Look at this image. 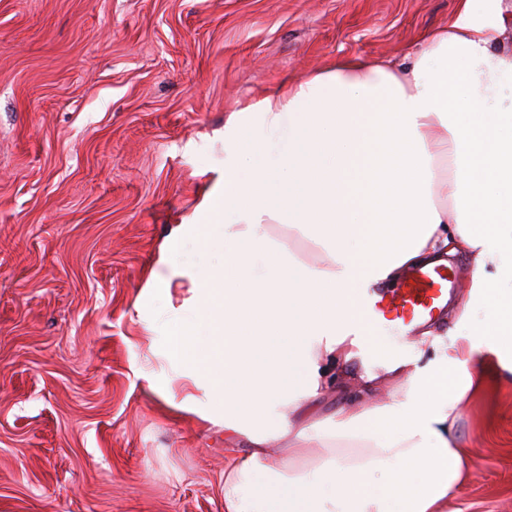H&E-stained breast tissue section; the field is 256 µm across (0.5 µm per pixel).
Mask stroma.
Returning a JSON list of instances; mask_svg holds the SVG:
<instances>
[{
	"label": "stroma",
	"instance_id": "stroma-1",
	"mask_svg": "<svg viewBox=\"0 0 512 512\" xmlns=\"http://www.w3.org/2000/svg\"><path fill=\"white\" fill-rule=\"evenodd\" d=\"M457 0H0V512H224L246 440L146 375L143 298L233 112L337 58L398 60ZM448 512H512V379L458 406Z\"/></svg>",
	"mask_w": 512,
	"mask_h": 512
}]
</instances>
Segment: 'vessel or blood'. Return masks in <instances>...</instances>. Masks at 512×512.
Returning <instances> with one entry per match:
<instances>
[{"mask_svg":"<svg viewBox=\"0 0 512 512\" xmlns=\"http://www.w3.org/2000/svg\"><path fill=\"white\" fill-rule=\"evenodd\" d=\"M453 274L448 268L422 269L397 288L377 298L368 299L364 316L371 327H385L403 334L430 321L448 300V285Z\"/></svg>","mask_w":512,"mask_h":512,"instance_id":"obj_1","label":"vessel or blood"}]
</instances>
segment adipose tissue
<instances>
[{
  "label": "adipose tissue",
  "mask_w": 512,
  "mask_h": 512,
  "mask_svg": "<svg viewBox=\"0 0 512 512\" xmlns=\"http://www.w3.org/2000/svg\"><path fill=\"white\" fill-rule=\"evenodd\" d=\"M511 25L503 0H458L403 61L341 57L225 126L224 174L171 229L146 288L190 285L167 322L162 392L248 443L224 466V512H446L461 494L457 407L512 374ZM273 224L329 263H303ZM186 240L217 265H179ZM458 251L472 265L457 319L467 341L433 337L423 367L380 356L364 300ZM369 352L360 412L301 423L342 363ZM383 382L388 397L374 398ZM278 438L288 446L274 461Z\"/></svg>",
  "instance_id": "1"
}]
</instances>
